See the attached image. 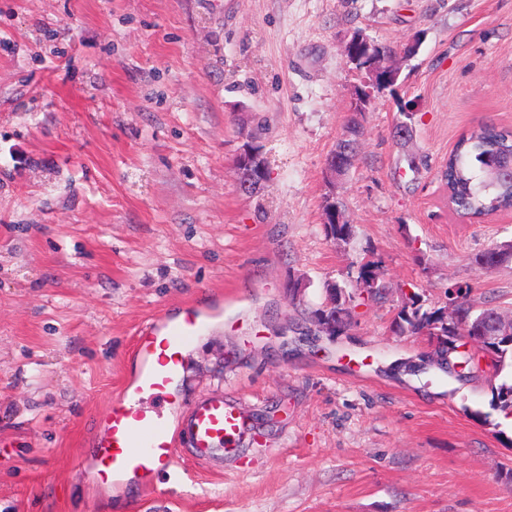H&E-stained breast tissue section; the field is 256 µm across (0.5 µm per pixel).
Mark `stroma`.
<instances>
[{
	"mask_svg": "<svg viewBox=\"0 0 512 512\" xmlns=\"http://www.w3.org/2000/svg\"><path fill=\"white\" fill-rule=\"evenodd\" d=\"M358 31L419 47L357 115ZM485 123L512 128V0H0V512H512L497 379L393 326L404 292L438 308L452 283L512 310V264L475 263L512 211L463 221L437 177ZM253 138L271 172L250 195ZM329 196L349 243L324 233ZM373 257L386 301L304 339ZM192 303L215 317L182 405L223 391L250 435L146 491L100 484L96 421L136 378L137 330ZM362 136L363 129L361 128L359 123L352 122L351 124L345 126L343 136L336 144V148L330 152L327 159L328 168L332 172H334L335 174H339L340 171L345 169L346 164L342 158H334L333 156L330 155H345V157L348 160V169L351 165L353 157L357 154L356 149ZM336 149H340L341 151L336 154ZM266 161L257 154H248L242 157L237 163L240 173L241 189L252 192L258 189L262 183L260 176L265 170Z\"/></svg>",
	"mask_w": 512,
	"mask_h": 512,
	"instance_id": "1",
	"label": "stroma"
}]
</instances>
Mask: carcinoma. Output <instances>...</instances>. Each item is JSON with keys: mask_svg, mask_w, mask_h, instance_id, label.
I'll return each instance as SVG.
<instances>
[{"mask_svg": "<svg viewBox=\"0 0 512 512\" xmlns=\"http://www.w3.org/2000/svg\"><path fill=\"white\" fill-rule=\"evenodd\" d=\"M363 136L360 124L345 126L343 136L336 144L339 155L352 160ZM448 190V199L454 212L478 222L499 211L512 209V130L495 124H484L469 134H463L448 154L441 171ZM323 227L327 237L346 243L353 234V226L344 221L341 212L326 203L323 206ZM482 269H493L512 263V240L496 243L475 257ZM470 287L452 284L448 287L450 310H428L415 293L405 295L394 325L396 331L410 336H434L439 351L449 352L458 338L494 336L502 320L509 314L495 307H479L467 300ZM388 295L382 262L369 260L358 269L356 288L348 292L334 285L328 291L323 306L311 312V322L329 325L328 334L337 336L348 326L351 310L369 302H382ZM490 359L488 367L493 376H499L512 359V338L503 337L486 347L475 345V356H459L457 366L470 373L479 369L483 359ZM499 408L512 416V383L504 380L495 388Z\"/></svg>", "mask_w": 512, "mask_h": 512, "instance_id": "obj_1", "label": "carcinoma"}]
</instances>
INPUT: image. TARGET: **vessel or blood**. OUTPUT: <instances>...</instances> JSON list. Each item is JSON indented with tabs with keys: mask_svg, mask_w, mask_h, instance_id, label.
I'll return each mask as SVG.
<instances>
[{
	"mask_svg": "<svg viewBox=\"0 0 512 512\" xmlns=\"http://www.w3.org/2000/svg\"><path fill=\"white\" fill-rule=\"evenodd\" d=\"M210 318L186 306L180 319L155 320L138 332L133 350L137 379L111 401L99 421L96 472L102 483L129 478L151 487L163 466L176 462L178 446L190 448L199 463L233 453L248 423L239 406L222 393L200 396L184 408L178 432H171L162 408L178 398L173 386L185 370V356Z\"/></svg>",
	"mask_w": 512,
	"mask_h": 512,
	"instance_id": "obj_1",
	"label": "vessel or blood"
}]
</instances>
